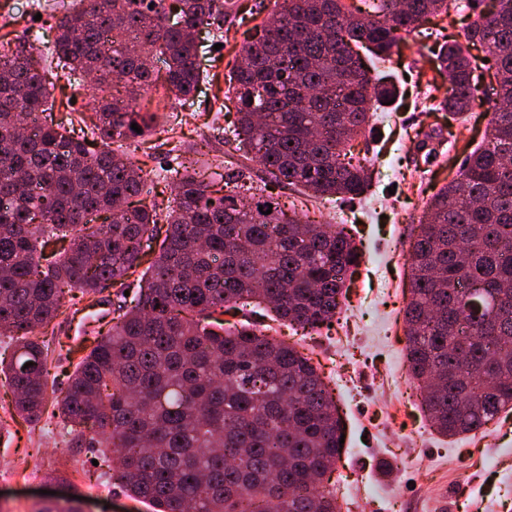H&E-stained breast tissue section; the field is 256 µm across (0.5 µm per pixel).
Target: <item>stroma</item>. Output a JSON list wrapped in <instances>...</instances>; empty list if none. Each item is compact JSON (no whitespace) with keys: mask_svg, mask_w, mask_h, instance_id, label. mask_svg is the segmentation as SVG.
Segmentation results:
<instances>
[{"mask_svg":"<svg viewBox=\"0 0 512 512\" xmlns=\"http://www.w3.org/2000/svg\"><path fill=\"white\" fill-rule=\"evenodd\" d=\"M30 2L8 0L7 8H0L5 48L53 38L51 16L34 18ZM274 2L239 0L241 15L227 20L223 47L207 49L200 59L209 78L193 102L180 104L162 86L141 98L145 111L164 104L163 126L114 147L133 160H146L155 192H174L166 178L165 142L183 141L188 159L212 168L233 156L232 145L221 141L230 120L220 109L225 76L243 30L263 22ZM472 18L467 0H457L449 16L433 18L408 48L380 64L381 75L400 94L383 115L380 136L370 143L372 181L361 201L319 204L291 186L276 189L282 205L299 204L301 219L351 225L363 254L334 329L302 337L282 332L284 340L299 341L321 367L345 421L336 473L349 493L337 496L338 512H512V412L482 432L451 441L431 431L419 398L406 394L411 385L404 358L409 243L425 203L456 178L466 155L484 142L494 70L491 62L477 59L481 89L461 122L435 108L447 81H440L431 100L418 90L434 74V47L459 37ZM423 140L435 150L433 161H425L418 148ZM115 293V286H107L101 304L83 301L59 316L53 323L55 338L71 345L91 338L111 321ZM11 407L8 385L0 378V512H36L52 503L64 479L83 494L82 512H148L119 488L107 463H94L87 449L67 447L58 433L13 417Z\"/></svg>","mask_w":512,"mask_h":512,"instance_id":"35a3bbf8","label":"stroma"}]
</instances>
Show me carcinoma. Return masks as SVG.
Instances as JSON below:
<instances>
[{
  "mask_svg": "<svg viewBox=\"0 0 512 512\" xmlns=\"http://www.w3.org/2000/svg\"><path fill=\"white\" fill-rule=\"evenodd\" d=\"M360 2L352 13L345 0H281L244 32L224 92L236 109L227 134L263 176L232 162L218 197L174 144L173 197L145 203L146 162L109 143L155 130L157 113L139 100L157 80L184 103L195 97L204 42L194 31L223 38L237 0H68L53 40L0 53V335L16 343L0 373L25 421L56 423L70 448L112 449V476L151 512H336V402L312 359L258 328L250 306L294 331L337 321L361 261L352 229L300 223L272 186L320 201L365 192L370 167L348 157L350 143L378 132L395 88L359 50L391 56L451 0ZM474 16L464 42L435 53L448 78L439 108L471 110L469 50L480 47L497 84L487 144L427 202L407 254L405 360L448 438L512 410V0ZM82 73L97 92L124 89L95 97L100 148L54 115L52 91ZM147 250L135 305L119 302L66 387L49 388L45 335L65 299L122 283ZM224 308L246 322L201 323Z\"/></svg>",
  "mask_w": 512,
  "mask_h": 512,
  "instance_id": "cac0c4a2",
  "label": "carcinoma"
}]
</instances>
